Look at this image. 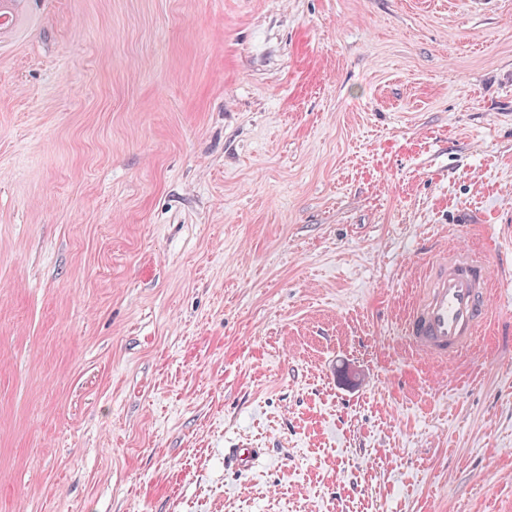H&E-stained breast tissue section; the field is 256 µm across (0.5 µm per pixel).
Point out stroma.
Returning a JSON list of instances; mask_svg holds the SVG:
<instances>
[{"mask_svg":"<svg viewBox=\"0 0 512 512\" xmlns=\"http://www.w3.org/2000/svg\"><path fill=\"white\" fill-rule=\"evenodd\" d=\"M511 244L512 0H22L0 512H512V283L404 330ZM406 320L413 348L439 363L468 349L491 310L490 263L469 249L435 251Z\"/></svg>","mask_w":512,"mask_h":512,"instance_id":"obj_1","label":"stroma"}]
</instances>
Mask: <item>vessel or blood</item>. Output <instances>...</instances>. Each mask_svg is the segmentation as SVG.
I'll return each instance as SVG.
<instances>
[{"label": "vessel or blood", "instance_id": "vessel-or-blood-1", "mask_svg": "<svg viewBox=\"0 0 512 512\" xmlns=\"http://www.w3.org/2000/svg\"><path fill=\"white\" fill-rule=\"evenodd\" d=\"M430 275L406 320L413 348L444 363L468 349L491 310L490 263L469 249L434 252Z\"/></svg>", "mask_w": 512, "mask_h": 512}]
</instances>
